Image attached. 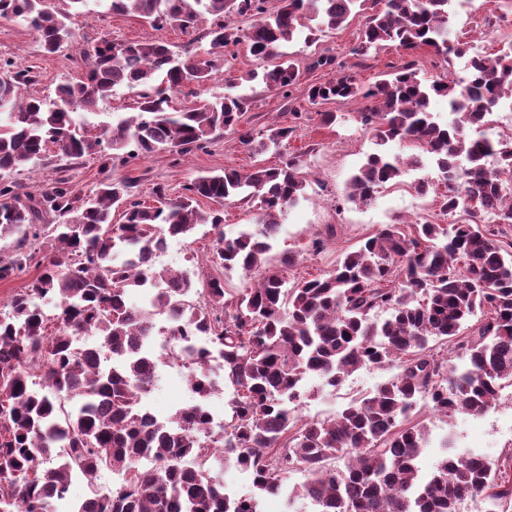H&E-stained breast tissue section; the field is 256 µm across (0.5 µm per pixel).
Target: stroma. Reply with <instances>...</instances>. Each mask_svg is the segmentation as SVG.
I'll list each match as a JSON object with an SVG mask.
<instances>
[{
    "label": "stroma",
    "mask_w": 512,
    "mask_h": 512,
    "mask_svg": "<svg viewBox=\"0 0 512 512\" xmlns=\"http://www.w3.org/2000/svg\"><path fill=\"white\" fill-rule=\"evenodd\" d=\"M363 18L354 17L342 29L321 34L318 41L307 44L297 39L284 45V52L291 56L300 77L290 97L266 88L262 80L249 82L246 91L250 106L236 130L217 135L206 150H194L180 155L168 150L157 151L129 163L114 162L110 177L134 182L141 200L154 203L156 188H164L168 197H175L183 186L199 175L220 173L227 168L244 172L259 167H274L288 156L300 155L302 172L308 185L306 198L290 209L281 221L272 257L292 252L299 259L296 275L320 274L329 270L343 253L356 249L383 224H409L423 219H434L436 208L432 196L415 192L410 182L380 189L375 202L358 207L344 200L350 176L362 162L373 145L368 133L358 126L354 113L362 108V101L310 103L307 87L335 75L337 67H344L358 83L369 86L388 73L401 67L405 55L392 46L369 53L354 55ZM71 28L78 40L76 46L67 47L55 54L41 52L37 35L18 23L0 20V59H9L17 65L32 67L34 78L20 86L19 97H51L61 81L83 77L87 64L82 51L95 40L109 36L117 41H148L161 39L179 51L185 45L205 51L209 41L205 36L207 23H200L190 33L167 26L155 29L140 19L128 15L100 14L92 10L72 15ZM453 33L465 42L469 54L488 55L496 52L502 43L512 39V15L503 14L496 0H474L467 12L455 20ZM234 56L219 69L212 79L199 89L200 98H212L227 92L229 82L250 71L263 72L264 65L256 61L245 45L233 49ZM326 54L335 58L332 66L312 67L317 56ZM301 111L304 118L293 123L292 111ZM338 113L340 122L324 126L322 112ZM293 126L288 140L279 147L257 151L243 145L244 136L263 140L269 129L276 126ZM103 156L91 155L80 159L50 157L36 165L14 173L13 178L25 190L36 193L50 186L55 179L65 176L76 192L89 195L95 192L101 180ZM335 225L337 234L329 240L320 255H313L310 242L327 225ZM213 234L208 227H200L194 234L168 243V249L158 259L159 264L178 270L190 269L198 279H205L208 271L201 260L209 249ZM161 381L147 400L149 409L159 417H168L185 406L192 398L186 376L182 370L165 366L160 370ZM391 374L380 370H359L351 374L335 392L314 397H302L294 403V413L302 420H321L333 417L351 399L372 391L378 383L390 379ZM428 428L427 444L419 464L423 472H430L441 459L444 439H452L454 449L463 454L472 450L495 465H503L506 454L512 453V387L504 388L495 408L479 415L458 413L452 417L425 414Z\"/></svg>",
    "instance_id": "stroma-1"
}]
</instances>
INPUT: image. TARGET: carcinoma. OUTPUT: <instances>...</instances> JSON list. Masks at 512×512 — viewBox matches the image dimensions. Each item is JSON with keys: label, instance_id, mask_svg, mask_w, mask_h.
Returning a JSON list of instances; mask_svg holds the SVG:
<instances>
[{"label": "carcinoma", "instance_id": "1", "mask_svg": "<svg viewBox=\"0 0 512 512\" xmlns=\"http://www.w3.org/2000/svg\"><path fill=\"white\" fill-rule=\"evenodd\" d=\"M68 2L61 12L46 0H0V18L33 29L53 54L72 43L71 11L89 0ZM104 2L157 29L187 32L210 15V50L103 37L85 51L84 76L60 83L51 101L19 99L32 70L0 61V235L15 236L11 255H0V280L26 269L33 241L58 252L0 311V512H61L62 503L69 512H260L262 496L281 494L288 507L308 500L315 512H459L467 498L501 512L512 480L482 457L449 454L422 473L427 427L415 409L423 400L435 415H479L512 384V241L503 240L512 229V136L469 134L512 99V41L473 56L459 80L421 77L410 60L367 88L345 72L308 88L314 104L366 101L355 119L375 148L351 175L347 202L371 205L425 156L446 186L436 196L440 213L462 218L382 224L327 273L298 278L296 255L270 256L286 209L306 194L298 156L277 168L198 176L176 198L159 189L154 205L136 199L127 180L107 177L82 197L65 178L33 194L4 174L50 151L80 159L131 144L136 156L201 148L235 129L248 95L177 109L174 93L207 83L223 51L243 43L272 62L248 79L260 76L287 98L299 69L281 47L338 30L354 12L365 17L357 55L394 43L409 57L421 49L460 56L464 46L450 39L457 0H278L273 11L268 0ZM235 15L254 23L244 31L231 24ZM121 86L136 92V115L93 128L80 118ZM435 96L448 101L453 122L435 120ZM392 141L418 152L391 155L383 146ZM256 197L253 227L233 237L221 210L199 205ZM48 215L57 223H45ZM206 224L214 274L199 289L190 271L156 259L168 240ZM234 270L256 283L227 297L224 275ZM156 336L167 337L199 398L163 421L143 406L160 379ZM360 369L395 374L329 420L301 421L288 409L307 379L336 390ZM222 383L234 388L232 415L214 437L201 401ZM227 464L251 475L252 493L224 491ZM103 470L118 476L108 493L73 496L74 479L91 487ZM297 472L306 481L288 487Z\"/></svg>", "mask_w": 512, "mask_h": 512}]
</instances>
